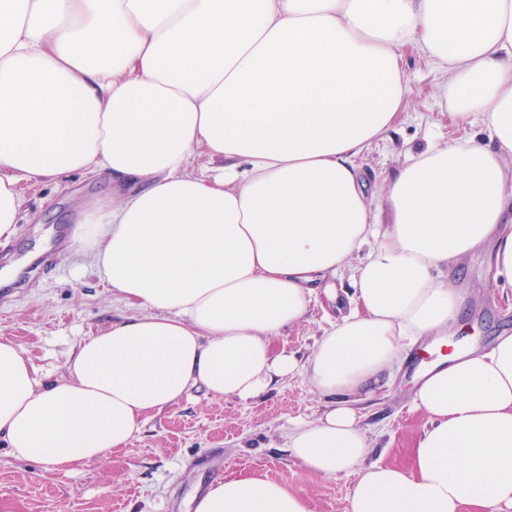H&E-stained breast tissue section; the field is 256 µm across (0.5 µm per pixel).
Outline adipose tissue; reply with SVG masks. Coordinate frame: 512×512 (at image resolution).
I'll use <instances>...</instances> for the list:
<instances>
[{
	"label": "adipose tissue",
	"mask_w": 512,
	"mask_h": 512,
	"mask_svg": "<svg viewBox=\"0 0 512 512\" xmlns=\"http://www.w3.org/2000/svg\"><path fill=\"white\" fill-rule=\"evenodd\" d=\"M409 49L438 73V106L490 139L430 142L372 198L356 160L404 111ZM98 170L112 194L73 241L141 312L50 384L0 339L14 459L67 473L192 389L248 401L298 374L324 409L284 446L313 475L357 474L348 512H512V336L423 375L430 426L409 466L366 464L357 410L419 338L447 336L456 262L492 242L493 282L512 289V0H0V239L21 183ZM348 267L355 310L306 359L276 349ZM191 506L311 512L260 471Z\"/></svg>",
	"instance_id": "ef3b65f1"
}]
</instances>
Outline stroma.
Wrapping results in <instances>:
<instances>
[{
  "label": "stroma",
  "mask_w": 512,
  "mask_h": 512,
  "mask_svg": "<svg viewBox=\"0 0 512 512\" xmlns=\"http://www.w3.org/2000/svg\"><path fill=\"white\" fill-rule=\"evenodd\" d=\"M405 67L407 116L361 160L370 194L378 192L382 178L407 152L424 147L428 138L450 142L470 132L437 105L439 78L428 63L409 52ZM107 187L103 172L22 184L23 219L7 244L8 261L0 260V272L19 265L29 253L51 248L56 233L71 234L78 206ZM491 251V244H484L453 268L452 286L465 310L463 325L440 352L431 338H421L414 351L424 361L452 354L458 346L487 350L498 337L512 335V296L493 285ZM331 283L332 291L318 292L306 319L277 338L276 348L306 358L324 329L350 311L348 273L337 274ZM132 313L71 245L57 253L51 277L0 288V337L14 341L47 382L60 378L70 352L87 336ZM416 389L415 373L403 364L389 386L359 403L361 425L371 441L367 463L409 465L411 450L428 424L414 404ZM321 408L299 376L244 402L213 399L195 390L177 405L149 415L125 448L67 474L14 460L0 446V512H190L192 498L212 482L254 470L302 493L312 512H348L356 475H311L283 446L288 428L315 418Z\"/></svg>",
  "instance_id": "1"
}]
</instances>
